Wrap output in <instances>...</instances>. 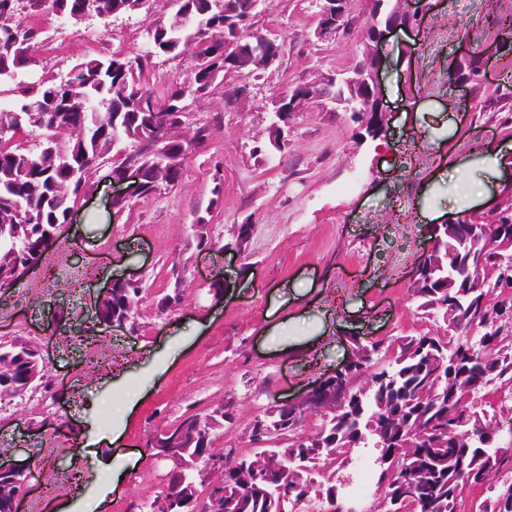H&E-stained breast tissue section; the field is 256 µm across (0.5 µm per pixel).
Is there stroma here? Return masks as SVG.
Segmentation results:
<instances>
[{
    "label": "stroma",
    "mask_w": 512,
    "mask_h": 512,
    "mask_svg": "<svg viewBox=\"0 0 512 512\" xmlns=\"http://www.w3.org/2000/svg\"><path fill=\"white\" fill-rule=\"evenodd\" d=\"M412 30L390 34L377 47L389 127L383 137L360 134L343 112L300 113L287 150L270 162L252 154L267 141L266 109L292 82H314L361 57L356 40L318 42V0H266L258 31H277L280 64L257 78L232 105L223 90L198 100L196 119L213 134L192 149L176 188L151 198L113 184L109 167L92 172L95 191L74 222L0 302V337L27 336L43 350L48 394L0 404V459L34 468L32 500L45 512H132L158 490L168 470L147 442L183 413H202L226 398L237 422L223 445L245 447L247 424L269 397L297 394L344 360L345 338L382 339L427 330L411 298L410 271L429 225L447 222V184L461 162L488 192L469 207L486 216L508 171H486L478 149L512 144V98H502L512 51L500 49L495 13L512 0H429ZM171 0L148 10L75 23L51 18L42 66L65 76L86 53H140L150 20H173ZM499 52L487 83L469 90L474 111H463L449 74L463 48ZM220 196H213V189ZM130 205L112 212V197ZM215 233L232 238L252 227L244 255L193 247L191 224L210 200ZM184 278L180 310L158 315L151 298L172 266ZM151 284L134 327H100L95 309L103 290L131 270ZM222 281L213 297L210 286ZM73 314L69 328L48 334L58 308ZM111 454L122 469L106 488L90 450Z\"/></svg>",
    "instance_id": "stroma-1"
}]
</instances>
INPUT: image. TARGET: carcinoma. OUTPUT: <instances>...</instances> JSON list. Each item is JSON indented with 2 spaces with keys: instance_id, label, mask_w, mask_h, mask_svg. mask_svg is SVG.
Segmentation results:
<instances>
[{
  "instance_id": "obj_1",
  "label": "carcinoma",
  "mask_w": 512,
  "mask_h": 512,
  "mask_svg": "<svg viewBox=\"0 0 512 512\" xmlns=\"http://www.w3.org/2000/svg\"><path fill=\"white\" fill-rule=\"evenodd\" d=\"M84 0H0V83L12 81L15 102L0 110V285L14 266L36 259L38 241L56 230L79 196L90 188L88 178L71 179L74 170L88 171L112 157L120 170L122 152H131L148 137L155 119L166 114L186 84L155 94L146 82L157 56L176 59L186 51L211 63L192 72L190 80L212 93L224 83V10L230 0H181L184 20L148 26L151 49L143 53L87 54L63 78L18 79L33 55L46 44L44 21L50 15L69 19ZM104 23L140 12L147 0H95ZM478 53L455 65L456 76L474 80ZM55 127L56 150L23 135ZM189 147H163L145 158V197L153 184L177 183ZM251 225L241 224L233 240L199 234L197 247L222 252L224 246L244 251ZM487 238L473 235L466 224L437 234L430 254L422 258V277L411 296L418 311L434 321L423 334L366 342L354 336V363L342 377L327 381L324 397L332 411L317 414V424L303 440V413L270 401L264 417L246 428L248 441L277 439L269 432L276 422L288 425V438L270 451L279 459L274 487L258 485L244 493L243 473L236 466L243 448L225 449L224 501L210 512H347L351 465L365 459L372 473L374 496L369 512H512V436H492L497 423L485 388L498 384L512 401V296L493 286L509 281L512 271L497 260ZM181 273L171 269V291L156 303L159 313L175 310L183 297ZM148 291L146 285L116 284L101 313L116 320L132 318ZM0 391L8 397L24 389L43 366L33 347L15 337L0 341ZM366 380V385L358 384ZM236 423V403L226 399L207 413L180 416L160 434L165 448H180L188 460L212 447L214 430ZM400 467L423 489L418 503L404 496Z\"/></svg>"
}]
</instances>
